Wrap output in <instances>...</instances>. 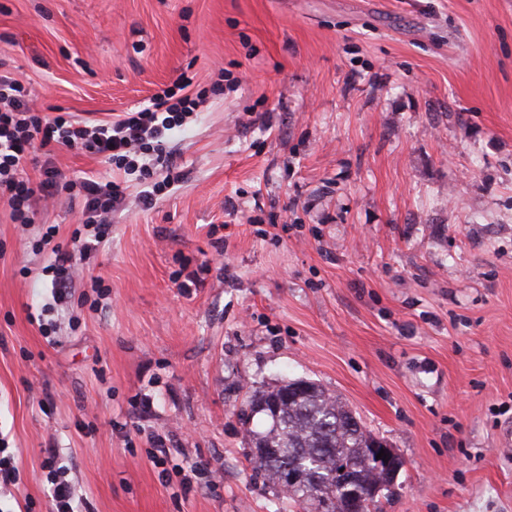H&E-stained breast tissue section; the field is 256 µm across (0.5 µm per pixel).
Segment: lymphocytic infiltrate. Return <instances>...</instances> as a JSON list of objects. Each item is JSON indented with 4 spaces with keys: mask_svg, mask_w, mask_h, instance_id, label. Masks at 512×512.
Instances as JSON below:
<instances>
[{
    "mask_svg": "<svg viewBox=\"0 0 512 512\" xmlns=\"http://www.w3.org/2000/svg\"><path fill=\"white\" fill-rule=\"evenodd\" d=\"M223 93L221 82L196 90L191 79L183 76L174 86L154 94L147 106L95 123L62 114L41 116L23 81L0 73V198L6 200L13 223L30 224L36 204L55 198L65 188L64 175L54 161L56 148L107 158L117 168L146 180L153 163L167 157L173 132L196 121L209 96ZM30 164L38 167L39 181L27 177L25 168ZM122 194L115 182L90 178L80 182L75 197L86 226L93 230L91 239L80 240V249L102 241L107 217Z\"/></svg>",
    "mask_w": 512,
    "mask_h": 512,
    "instance_id": "f902f5d3",
    "label": "lymphocytic infiltrate"
}]
</instances>
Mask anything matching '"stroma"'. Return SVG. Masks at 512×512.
I'll use <instances>...</instances> for the list:
<instances>
[{"mask_svg":"<svg viewBox=\"0 0 512 512\" xmlns=\"http://www.w3.org/2000/svg\"><path fill=\"white\" fill-rule=\"evenodd\" d=\"M0 65L55 116L109 121L181 72L239 87L148 186L57 151L126 201L50 318L37 246L67 196L0 199V512H296L255 479L238 410L325 386L400 454L383 512H512V0H0ZM199 287H180L188 274ZM108 297L94 306L91 285ZM171 450L153 464L157 438Z\"/></svg>","mask_w":512,"mask_h":512,"instance_id":"35a3bbf8","label":"stroma"}]
</instances>
